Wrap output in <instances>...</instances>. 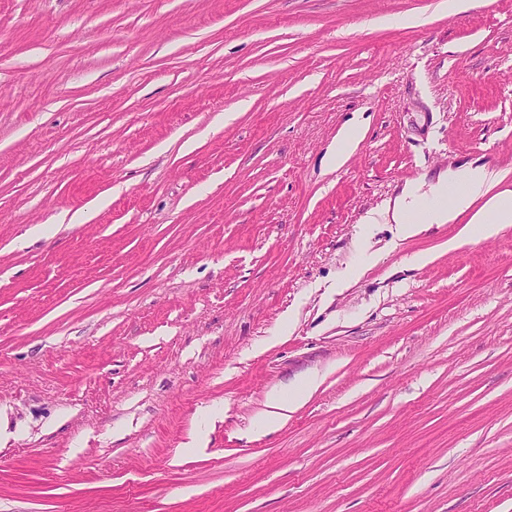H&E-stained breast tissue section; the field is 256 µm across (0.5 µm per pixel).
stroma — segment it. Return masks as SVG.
Segmentation results:
<instances>
[{
	"label": "stroma",
	"instance_id": "1",
	"mask_svg": "<svg viewBox=\"0 0 512 512\" xmlns=\"http://www.w3.org/2000/svg\"><path fill=\"white\" fill-rule=\"evenodd\" d=\"M439 2L0 0V512H512V228L364 221L512 189V0ZM362 139V131L358 127L347 129L339 138L335 152L330 155V165L333 169L340 167L346 160L348 153L354 150ZM504 179L502 173L484 166L448 170L429 184L407 185L387 214L402 236L411 237L421 233L425 224H453L461 214L470 211L468 223L458 237L477 233L485 239L494 238L512 226V190L487 197ZM481 198H486L483 205L473 211L475 202ZM458 237L448 239V249L457 246ZM318 386V378L315 375L306 377L297 387L294 395L288 400L284 398L283 392H273L269 396L270 406L277 408L281 413H276V418L272 419L269 413L263 412L257 417L256 424L261 430H266L277 422H282L288 417V411H291L298 399L311 392Z\"/></svg>",
	"mask_w": 512,
	"mask_h": 512
}]
</instances>
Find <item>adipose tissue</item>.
<instances>
[{
    "mask_svg": "<svg viewBox=\"0 0 512 512\" xmlns=\"http://www.w3.org/2000/svg\"><path fill=\"white\" fill-rule=\"evenodd\" d=\"M502 173L483 166L441 174L429 185H407L389 206L392 223L402 236L421 233L429 224H450L461 214L469 220L463 234L490 239L512 226V190L501 189Z\"/></svg>",
    "mask_w": 512,
    "mask_h": 512,
    "instance_id": "obj_1",
    "label": "adipose tissue"
}]
</instances>
